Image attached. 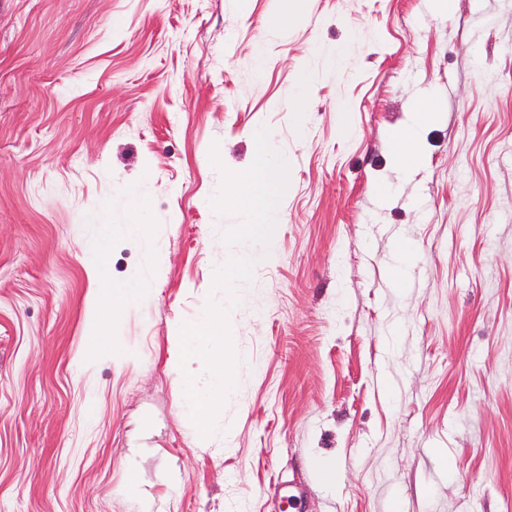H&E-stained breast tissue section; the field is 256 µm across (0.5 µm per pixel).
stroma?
Returning <instances> with one entry per match:
<instances>
[{"mask_svg": "<svg viewBox=\"0 0 512 512\" xmlns=\"http://www.w3.org/2000/svg\"><path fill=\"white\" fill-rule=\"evenodd\" d=\"M276 9L0 0V512H281V483L305 512H512V0H305L283 31ZM263 125L290 164L278 248L240 290L241 369L202 442L174 338L224 300L238 218L209 199ZM102 224L139 305L93 276ZM415 114V124L403 128L394 137L393 155L401 169L415 167L424 161L420 149L418 127L431 122L436 115L431 106H423Z\"/></svg>", "mask_w": 512, "mask_h": 512, "instance_id": "1", "label": "stroma"}]
</instances>
